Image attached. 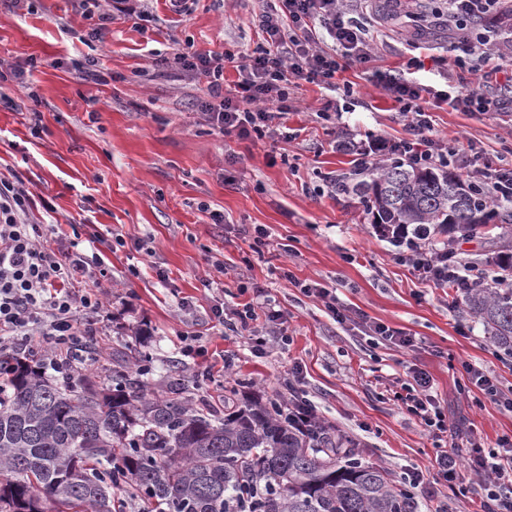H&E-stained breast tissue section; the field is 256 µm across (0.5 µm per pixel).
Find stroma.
Listing matches in <instances>:
<instances>
[{"label": "stroma", "mask_w": 512, "mask_h": 512, "mask_svg": "<svg viewBox=\"0 0 512 512\" xmlns=\"http://www.w3.org/2000/svg\"><path fill=\"white\" fill-rule=\"evenodd\" d=\"M383 0H365L374 19V67L400 69L413 40V23L426 25L425 44L447 54L458 35L432 15V0H403L383 19ZM263 0H196L187 15L168 0H151L149 29L116 22L85 45L89 20L76 0H0V67L23 69L21 80L0 83V177L21 178L31 214L47 223L52 247L70 241L55 225H78L82 239L122 231L125 243L99 248L109 280L97 318L100 350L123 345L149 357V387L164 389L170 373L200 381L216 406L225 388L242 395L283 398L289 386L305 390L322 420L356 442L363 462L391 476L407 469L433 472L449 434L428 431L400 401L410 367L433 378V393L450 425L472 433L485 448L512 436V412L463 386L470 363L512 389V355L498 349L454 291L435 287L395 258L396 247L374 230L360 196L311 194L324 174L353 172L336 149L345 137L407 136V121L370 81L352 68L340 82L353 96L303 84L284 138L256 143L219 135L196 109L207 83L155 62L174 44L223 54L252 52L261 34L252 18ZM94 58L114 73L106 85L86 82L73 58ZM36 67H29V59ZM35 92L38 105L27 94ZM335 113L325 114L327 105ZM432 122L445 139L472 141L496 163L512 162V112L478 119L435 103ZM39 133H32V125ZM264 225L265 246H250L248 230ZM150 242L151 251L140 249ZM224 263L213 274V260ZM335 290L361 320L339 324L299 283ZM263 287L283 314L287 344L270 343L254 357L247 339L210 317L213 298L235 306L248 288ZM381 322L413 336V349L374 343L368 325ZM467 334H459V326ZM202 336L203 356L180 359L179 336ZM236 354L231 373L205 375L221 354ZM483 488L468 492L443 483L436 498L419 497L420 512H481Z\"/></svg>", "instance_id": "stroma-1"}]
</instances>
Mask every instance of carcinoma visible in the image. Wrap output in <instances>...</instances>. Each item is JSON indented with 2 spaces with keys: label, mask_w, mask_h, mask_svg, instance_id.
<instances>
[{
  "label": "carcinoma",
  "mask_w": 512,
  "mask_h": 512,
  "mask_svg": "<svg viewBox=\"0 0 512 512\" xmlns=\"http://www.w3.org/2000/svg\"><path fill=\"white\" fill-rule=\"evenodd\" d=\"M351 186L381 236L402 242L512 233V208L444 166L402 161ZM469 313L512 353V288L475 286ZM112 386L82 370L0 353V512H417L411 493L354 443L319 424L298 430L288 403L224 409L193 403L169 377L145 392L151 361L125 347L102 353Z\"/></svg>",
  "instance_id": "carcinoma-1"
}]
</instances>
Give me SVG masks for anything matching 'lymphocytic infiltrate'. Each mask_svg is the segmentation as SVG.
<instances>
[{
  "label": "lymphocytic infiltrate",
  "instance_id": "obj_1",
  "mask_svg": "<svg viewBox=\"0 0 512 512\" xmlns=\"http://www.w3.org/2000/svg\"><path fill=\"white\" fill-rule=\"evenodd\" d=\"M87 18L93 19V36H101L115 17L134 20L148 28L155 17L149 0H80ZM358 0H267L256 14L262 32L261 46L248 54L225 49L223 56L176 50L172 63L183 74L206 80L208 97L199 106L214 132L241 140L283 135L284 120L295 111L297 92L303 84L335 87L336 76L373 59L370 29L357 15ZM500 0H448V25L456 27L459 40L454 58H436V66H451L480 78H489L492 45L489 24L494 23ZM233 63L238 80L233 91L224 89V65ZM409 58L405 70H374L371 81L391 99L408 120L409 136L392 140L371 136L367 141L340 140L336 147L350 154L357 172L377 166L388 155L417 166L452 165L471 182L483 186L499 202L512 204V164L474 167L468 148L448 145L433 133L430 99L448 103L458 112L485 117L512 110V95L489 96L463 85L433 91L410 72L421 67ZM30 198L21 183L0 178V351L13 350L34 336L50 339L43 359L50 364L66 361L65 349L74 339L96 335L92 320L103 306L98 288H75L74 283L95 275L89 257L77 246L58 251L47 245L40 224L29 219ZM400 261L411 264L435 285L463 291L466 285L493 282L512 287V271L489 275L477 270L462 273L457 255L430 251L418 239L402 241ZM211 313L219 324L236 331H250L258 319L277 323L280 314L264 299L263 291L251 300L227 309L214 304ZM411 382L401 401L421 423L441 433L448 423L432 395L433 379L427 371L413 368ZM465 459L448 451L437 455L436 476L452 483L464 473L486 479L483 512H512V438L503 437L492 451L470 439Z\"/></svg>",
  "mask_w": 512,
  "mask_h": 512
}]
</instances>
